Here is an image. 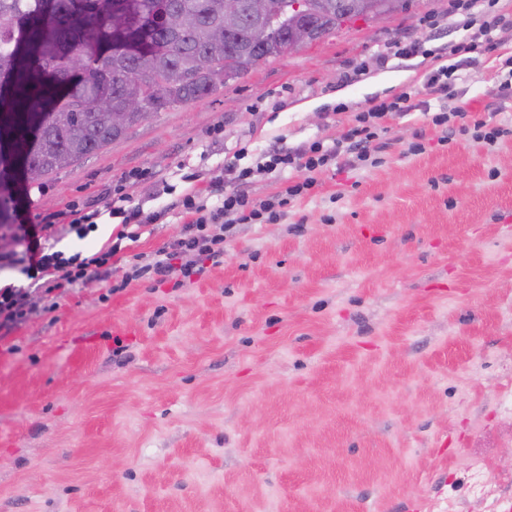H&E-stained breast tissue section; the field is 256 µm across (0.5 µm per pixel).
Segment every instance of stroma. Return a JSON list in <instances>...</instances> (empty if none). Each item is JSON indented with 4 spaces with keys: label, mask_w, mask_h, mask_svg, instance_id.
Listing matches in <instances>:
<instances>
[{
    "label": "stroma",
    "mask_w": 512,
    "mask_h": 512,
    "mask_svg": "<svg viewBox=\"0 0 512 512\" xmlns=\"http://www.w3.org/2000/svg\"><path fill=\"white\" fill-rule=\"evenodd\" d=\"M415 0L345 23L212 95L152 114L41 187L5 175L8 208L100 211L65 254L108 245L123 189L157 214L135 253L178 237L186 194L216 203L224 166L329 141L369 101L423 99L430 60L486 17ZM467 134L416 109L387 118L375 165L316 171L276 224H239L221 263L182 283L123 284L117 262L86 287L34 295L0 340V512H485L468 455L512 502V97L491 64L459 72ZM504 128L495 144L479 131ZM472 489L476 495H484L488 492L489 486L500 475L486 458H480L471 464Z\"/></svg>",
    "instance_id": "35a3bbf8"
}]
</instances>
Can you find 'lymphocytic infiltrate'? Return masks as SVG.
Instances as JSON below:
<instances>
[{"instance_id":"obj_1","label":"lymphocytic infiltrate","mask_w":512,"mask_h":512,"mask_svg":"<svg viewBox=\"0 0 512 512\" xmlns=\"http://www.w3.org/2000/svg\"><path fill=\"white\" fill-rule=\"evenodd\" d=\"M500 28H512V17L502 15L485 22L480 35L484 39L485 52L493 56L492 69L501 79L499 89L506 95L512 94V53L500 50L501 41L496 35ZM455 71V65H443L431 70L426 78L424 89L439 105V111L433 117L434 125L443 126L465 115L461 107L452 103ZM413 108L410 94L405 93L358 112L355 126L332 144L315 141L297 147L277 148L269 153L266 161L253 168L229 164L227 172L233 177V188L225 191L210 208L196 204L190 197L183 200V210L190 220L182 237L151 254L138 255L132 267V278L148 273L163 278L173 275L186 278L196 274L198 257L214 259L224 253V239L210 234V225L222 224L230 228L236 224H274L284 219L281 198L259 199L250 195L248 186L255 173L287 168L300 171L302 180L288 185L285 194L309 193L316 185L314 173L320 168L332 163L340 167L371 164V145L383 133L384 120L395 114H409ZM122 216L124 227L118 230L116 243L89 256L78 252L67 255L56 250L57 216L25 217L20 223L0 226V231L9 234L14 243L12 249L0 251V270L18 271L27 280L23 286L9 281L0 283V339L34 314L33 294L47 297L59 289L85 287L103 267L111 265L120 250L121 240L137 239L136 228L144 223L141 210L136 207L126 209Z\"/></svg>"}]
</instances>
